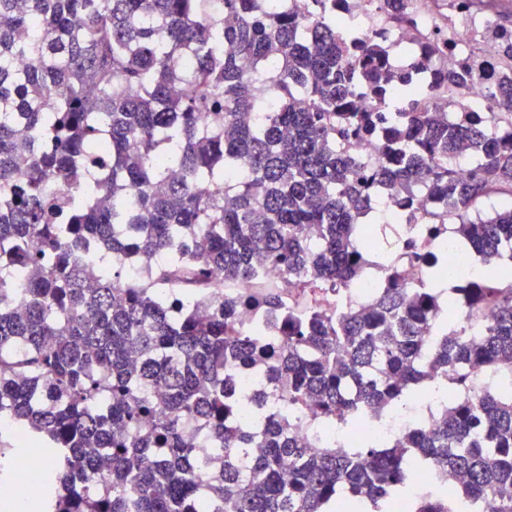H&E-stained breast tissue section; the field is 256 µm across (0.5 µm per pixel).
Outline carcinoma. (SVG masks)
I'll list each match as a JSON object with an SVG mask.
<instances>
[{"instance_id": "1", "label": "carcinoma", "mask_w": 512, "mask_h": 512, "mask_svg": "<svg viewBox=\"0 0 512 512\" xmlns=\"http://www.w3.org/2000/svg\"><path fill=\"white\" fill-rule=\"evenodd\" d=\"M219 2L215 16L212 0H0V417L64 487L31 512H385L415 489L418 512H512V400L470 393L462 371L512 383V145L448 126L414 71L390 72L385 30L353 49L307 3ZM467 2L494 15L512 57V11ZM381 7L392 27L417 21L407 0ZM358 87L372 111L354 109ZM492 99L512 109V83ZM369 136L383 158L370 174L352 150ZM467 152L461 178L450 160ZM371 180L404 207L427 185L485 274L456 288L434 266L406 288L388 272L370 308L290 314L274 338L237 323L241 305L281 311L287 288L334 292L386 268L381 243L357 236ZM492 194L502 208L473 217ZM77 248L103 265L94 288ZM161 253L150 285L129 279L128 260ZM267 266L283 286L226 299L213 280L249 288ZM178 291L191 297L177 312ZM426 327L459 389L436 427L384 446L294 439L299 409L327 428L419 403ZM239 365L264 369L269 397L226 399ZM13 485L1 441L0 499Z\"/></svg>"}]
</instances>
